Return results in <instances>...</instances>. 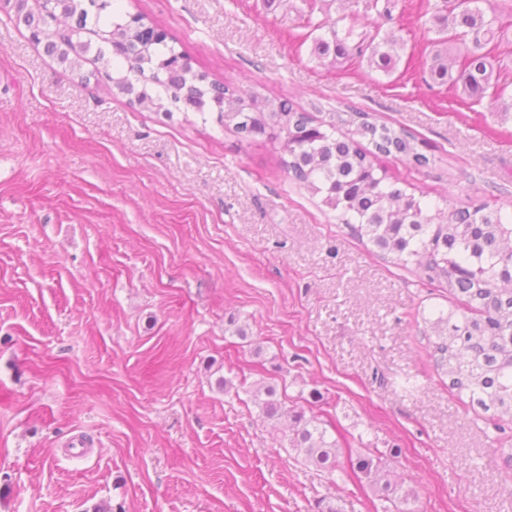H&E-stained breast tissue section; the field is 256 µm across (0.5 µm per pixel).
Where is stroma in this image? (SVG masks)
<instances>
[{"label": "stroma", "mask_w": 512, "mask_h": 512, "mask_svg": "<svg viewBox=\"0 0 512 512\" xmlns=\"http://www.w3.org/2000/svg\"><path fill=\"white\" fill-rule=\"evenodd\" d=\"M399 0L391 74L321 64L305 0H124L196 70L296 108L345 103L426 141L374 162L410 193L512 209V109L433 82ZM219 113L150 112L82 83L0 10V512H382L351 465L378 449L414 512H512V419L429 354L447 289L385 262ZM336 438L322 472L254 384Z\"/></svg>", "instance_id": "35a3bbf8"}]
</instances>
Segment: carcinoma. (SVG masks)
<instances>
[{
	"mask_svg": "<svg viewBox=\"0 0 512 512\" xmlns=\"http://www.w3.org/2000/svg\"><path fill=\"white\" fill-rule=\"evenodd\" d=\"M28 0H15L16 17L24 20L37 43L72 70L81 67L92 40L108 47L97 50L111 92L134 97L155 112H171L175 102L186 111L220 112L224 127L238 132L266 134L281 143L282 170L336 212V220L360 242L372 244L389 263L408 269L429 283L448 289L475 316L439 311L430 320L435 336L433 356L448 378L450 389L466 395L485 411L512 417V213L487 204L454 208L448 200L430 203L427 194L398 188L371 157L378 151L396 154L416 169L430 166L416 136L403 126L378 121L370 112L336 107L317 123L297 112L285 99L240 93L208 80L193 69L190 58L166 39H151L146 17L128 19L113 11L112 0H43L39 13L26 10ZM309 0L306 25L320 32L312 53L335 65L341 59L368 57L378 70H394L401 38L369 23L368 13L393 20L398 0H364V13L355 10L329 22L311 19L322 9ZM422 15H432L437 39L431 43L430 74L435 80L461 84L480 101L496 102L506 86L492 82L495 50L512 33L504 18L503 0H421ZM461 48L457 73L448 67V45ZM369 139L373 149L361 144ZM253 402L262 414L290 420L289 445L304 460L328 473L336 471L337 441L330 438L314 415L289 409L271 387L258 385ZM376 453L358 457L354 471L364 475L375 496L400 509L414 491L390 478Z\"/></svg>",
	"mask_w": 512,
	"mask_h": 512,
	"instance_id": "cac0c4a2",
	"label": "carcinoma"
}]
</instances>
